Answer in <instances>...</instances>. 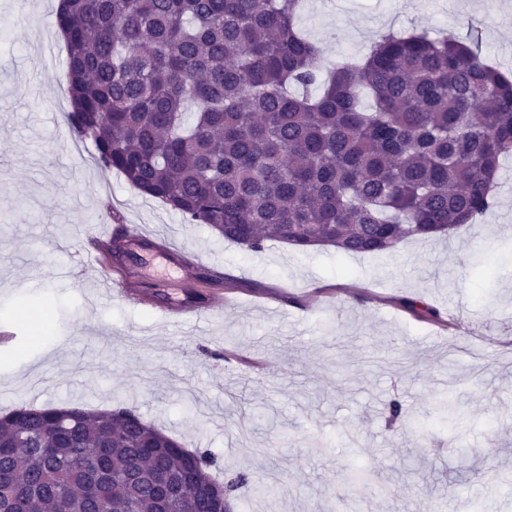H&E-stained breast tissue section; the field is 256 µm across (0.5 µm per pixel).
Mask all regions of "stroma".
<instances>
[{"instance_id":"35a3bbf8","label":"stroma","mask_w":512,"mask_h":512,"mask_svg":"<svg viewBox=\"0 0 512 512\" xmlns=\"http://www.w3.org/2000/svg\"><path fill=\"white\" fill-rule=\"evenodd\" d=\"M55 0H0V415L21 405L131 407L217 480L281 476L276 494L241 488L232 512H512V159L495 204L443 240L381 254L225 241L77 152L64 112L67 70ZM299 29L324 67L353 62L383 31L467 40L512 71V0H304ZM138 226L134 261L105 258L138 302L107 294L102 269L65 273L74 230L104 210ZM171 285L155 293L161 279ZM420 298L440 318L401 304ZM208 304L173 330L166 309ZM474 326L491 340L472 347ZM452 393L457 428L430 416ZM399 395L419 427L388 426ZM467 460H460L459 449ZM380 489L351 494L350 470Z\"/></svg>"}]
</instances>
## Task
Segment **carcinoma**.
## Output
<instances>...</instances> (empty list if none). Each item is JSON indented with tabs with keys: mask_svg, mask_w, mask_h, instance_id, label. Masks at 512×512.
Segmentation results:
<instances>
[{
	"mask_svg": "<svg viewBox=\"0 0 512 512\" xmlns=\"http://www.w3.org/2000/svg\"><path fill=\"white\" fill-rule=\"evenodd\" d=\"M301 2L60 0L72 131L139 191L255 253L272 239L383 253L475 223L512 154V77L477 39L392 29L323 75ZM215 465L131 408L0 418V512L78 496L83 512H209L199 488ZM159 472L185 493L161 504ZM244 485L277 488L242 473L224 497Z\"/></svg>",
	"mask_w": 512,
	"mask_h": 512,
	"instance_id": "cac0c4a2",
	"label": "carcinoma"
}]
</instances>
